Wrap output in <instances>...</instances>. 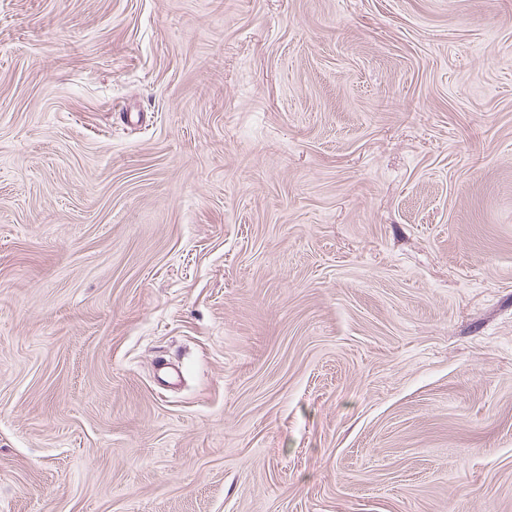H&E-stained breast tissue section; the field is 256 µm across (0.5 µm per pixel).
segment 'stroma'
Listing matches in <instances>:
<instances>
[{
	"mask_svg": "<svg viewBox=\"0 0 512 512\" xmlns=\"http://www.w3.org/2000/svg\"><path fill=\"white\" fill-rule=\"evenodd\" d=\"M0 512H512V0H0Z\"/></svg>",
	"mask_w": 512,
	"mask_h": 512,
	"instance_id": "obj_1",
	"label": "stroma"
}]
</instances>
